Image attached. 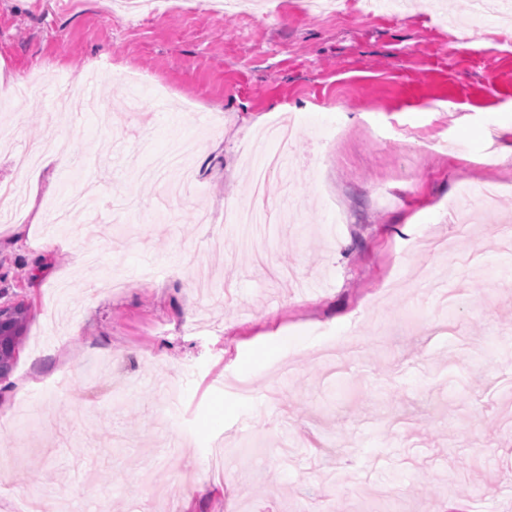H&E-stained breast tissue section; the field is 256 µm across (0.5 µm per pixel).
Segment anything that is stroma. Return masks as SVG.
Returning <instances> with one entry per match:
<instances>
[{
    "label": "stroma",
    "instance_id": "35a3bbf8",
    "mask_svg": "<svg viewBox=\"0 0 512 512\" xmlns=\"http://www.w3.org/2000/svg\"><path fill=\"white\" fill-rule=\"evenodd\" d=\"M112 2L0 0V180L38 186L0 223V308L26 309L0 378V512L36 489L74 512H512L494 232L512 161L484 158L512 148V21L473 32L454 0L316 21L263 0L266 22L163 0L139 22ZM95 71L112 100L89 109L74 78ZM49 114L87 164L27 166ZM288 119L290 164L244 240L224 210L276 148L263 124ZM435 138L451 149L424 152ZM491 182L495 215L455 237L442 203ZM88 189L96 235L48 232L46 202Z\"/></svg>",
    "mask_w": 512,
    "mask_h": 512
}]
</instances>
